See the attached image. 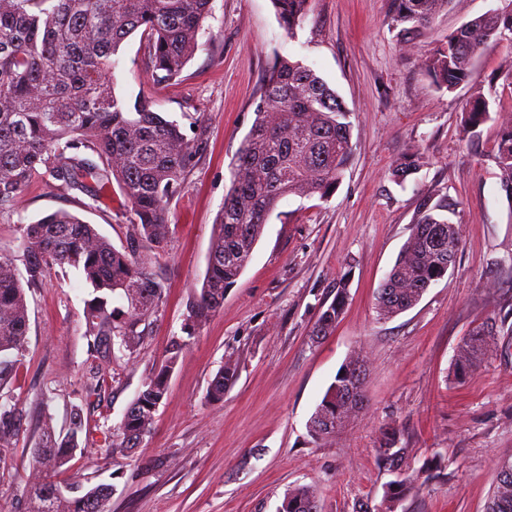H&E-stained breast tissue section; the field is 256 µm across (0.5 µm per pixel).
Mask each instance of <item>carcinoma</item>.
<instances>
[{
  "label": "carcinoma",
  "instance_id": "obj_1",
  "mask_svg": "<svg viewBox=\"0 0 512 512\" xmlns=\"http://www.w3.org/2000/svg\"><path fill=\"white\" fill-rule=\"evenodd\" d=\"M211 0H0V213L10 212L35 179L76 188L96 200L117 186L130 207L126 245L116 248L94 225L68 211L47 213L24 225L18 238L25 273L14 260L0 257V387L8 384L29 331L24 286L42 285L52 270L73 267L97 293L89 301L86 323L93 348L105 357L114 339L133 347L139 326L163 300L164 284L152 270L148 252L159 253L170 242L168 206L184 188L195 158L207 147L206 129L197 126L189 139L179 124L154 109L151 97L133 98L115 90L114 72L123 43L140 34L145 63L154 82L176 80L197 46ZM310 0H272L280 23L294 34L306 18ZM448 0H395L392 26L408 35L429 24ZM512 42V13L492 11L448 35L422 61L433 85L448 91L468 81L477 51L491 41ZM349 108L324 79L299 60L275 56L263 79L255 118L232 167L231 185L216 223L205 277L187 307L186 337H174L165 364L127 407L121 434H110V448H133L152 423L155 407L168 392L169 373L186 339L224 305V292L242 275L265 224L279 202L290 195L331 196L352 156ZM490 114V102L477 95L465 112V127L476 129ZM495 163L504 190L512 188V124L499 131ZM421 157H403L393 176H408ZM458 203L448 196H425L412 220L399 257L386 274L388 288L376 298L382 319L413 308L420 291L448 273L456 258L460 233L449 215ZM453 230H448V225ZM125 300V308L109 307V297ZM349 297L345 278L320 309L312 335L326 337L339 322ZM500 335L496 319L487 318L463 339L455 362V379H465L488 354ZM238 379V367L224 364L209 384L207 398L218 402ZM365 399L364 381L337 372L314 414L325 417L314 438L336 433V397ZM22 420L14 408L0 404V433ZM86 431L76 408L65 437L51 426L43 429L38 463L59 470L71 462ZM399 432L383 435L377 461L387 470L399 467L385 495L386 512L400 499L424 488L429 474L441 472L444 458L434 455L428 476L400 471L406 449ZM62 500L29 496L30 512H89L86 488ZM281 512H319L316 491L309 486L288 490ZM485 512H512V458L502 460Z\"/></svg>",
  "mask_w": 512,
  "mask_h": 512
}]
</instances>
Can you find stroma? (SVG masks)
I'll return each instance as SVG.
<instances>
[{"label":"stroma","instance_id":"stroma-1","mask_svg":"<svg viewBox=\"0 0 512 512\" xmlns=\"http://www.w3.org/2000/svg\"><path fill=\"white\" fill-rule=\"evenodd\" d=\"M512 0H448L420 33L399 38L393 0H311L302 27L288 33L271 0H211L197 47L181 76L154 84L138 36L122 45L116 91L150 95L184 131L206 126L208 147L184 190L169 204L168 250L155 267L165 299L137 348L94 361L86 336L91 289L77 272H56L26 291L30 331L0 402L23 419L0 445V512H28V492L45 475L33 448L44 426L63 430L82 408L89 433L58 480L112 486L111 512H276L288 489L307 485L321 512H378L393 475L375 450L386 428L402 433L411 471L442 454L447 467L396 512H484L497 466L512 458V348L507 337L471 375L452 368L468 332L489 317L512 326V205L494 155L500 128L512 124V48L490 43L468 83L437 89L423 59L449 32ZM301 60L349 107L353 159L328 198L288 196L266 224L236 284L184 348L138 450L109 449L128 405L181 335L200 290L231 165L254 120L264 74L275 55ZM483 93L491 117L464 129L470 98ZM420 154L416 173L392 169ZM458 203L455 266L409 311L376 313V293L410 234L423 196ZM66 210L126 243L130 213L118 189L92 201L77 190L32 182L14 212L0 215V255L16 257L21 225ZM349 300L334 332L310 339L321 306L340 278ZM366 368L364 405L335 435L315 439L307 422L340 367ZM239 363L223 401L207 399L226 360ZM101 388L87 392L90 368Z\"/></svg>","mask_w":512,"mask_h":512}]
</instances>
